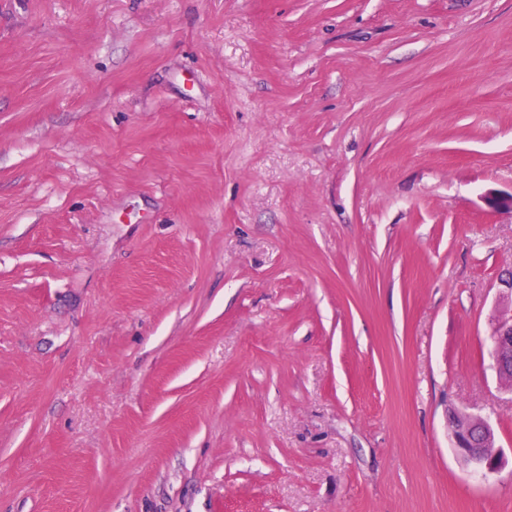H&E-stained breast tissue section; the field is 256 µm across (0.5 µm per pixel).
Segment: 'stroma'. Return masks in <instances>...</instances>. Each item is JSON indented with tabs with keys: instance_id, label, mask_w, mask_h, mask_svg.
I'll return each instance as SVG.
<instances>
[{
	"instance_id": "1",
	"label": "stroma",
	"mask_w": 512,
	"mask_h": 512,
	"mask_svg": "<svg viewBox=\"0 0 512 512\" xmlns=\"http://www.w3.org/2000/svg\"><path fill=\"white\" fill-rule=\"evenodd\" d=\"M512 0H0V512H512ZM507 294L500 297L497 318L492 328L493 359L496 373L512 387V271H506L499 277ZM451 442L462 465L484 479L498 473L506 464L503 450L496 444L491 425L463 412L449 411Z\"/></svg>"
}]
</instances>
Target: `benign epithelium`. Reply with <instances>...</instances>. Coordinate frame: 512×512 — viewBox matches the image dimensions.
<instances>
[{"label":"benign epithelium","instance_id":"7a95c632","mask_svg":"<svg viewBox=\"0 0 512 512\" xmlns=\"http://www.w3.org/2000/svg\"><path fill=\"white\" fill-rule=\"evenodd\" d=\"M486 201L494 211L505 208L512 213V194L489 192ZM499 280L507 294L500 297L502 308L492 328L493 359L496 373L512 387V271L502 273ZM448 423L452 447L462 465L485 479L505 466L503 450L497 446L495 432L487 421L453 410Z\"/></svg>","mask_w":512,"mask_h":512}]
</instances>
